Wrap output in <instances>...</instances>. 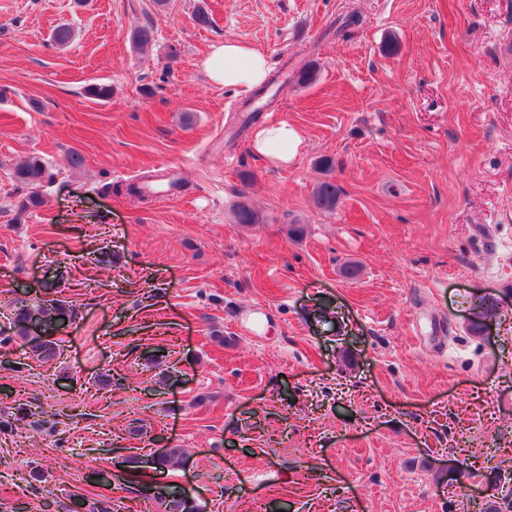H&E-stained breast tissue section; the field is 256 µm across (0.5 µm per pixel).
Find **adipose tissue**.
<instances>
[{
    "label": "adipose tissue",
    "mask_w": 512,
    "mask_h": 512,
    "mask_svg": "<svg viewBox=\"0 0 512 512\" xmlns=\"http://www.w3.org/2000/svg\"><path fill=\"white\" fill-rule=\"evenodd\" d=\"M201 65L216 85L248 93L263 84L270 63L264 54L238 39L225 40L213 48ZM301 139L296 130L281 121L259 128L252 142L253 151L272 165H285L294 159Z\"/></svg>",
    "instance_id": "ef3b65f1"
}]
</instances>
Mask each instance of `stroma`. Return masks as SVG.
Masks as SVG:
<instances>
[{
  "mask_svg": "<svg viewBox=\"0 0 512 512\" xmlns=\"http://www.w3.org/2000/svg\"><path fill=\"white\" fill-rule=\"evenodd\" d=\"M229 38L282 72L260 121L297 129L288 166L200 67ZM31 154L51 177L21 215ZM160 173L169 199L129 194ZM243 197L261 223H236ZM48 284L77 318L41 362L9 302ZM0 384L40 419L0 433V512H161L117 467L159 448L185 461L148 481L203 512L512 500V0H0ZM336 186L330 181H322L314 189L312 203L324 212H331L336 208L338 195Z\"/></svg>",
  "mask_w": 512,
  "mask_h": 512,
  "instance_id": "35a3bbf8",
  "label": "stroma"
}]
</instances>
